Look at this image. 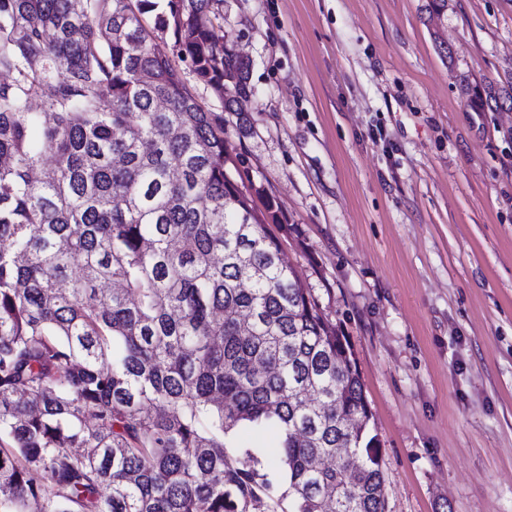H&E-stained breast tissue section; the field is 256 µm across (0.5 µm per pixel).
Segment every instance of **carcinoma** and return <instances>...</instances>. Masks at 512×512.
I'll return each mask as SVG.
<instances>
[{"mask_svg":"<svg viewBox=\"0 0 512 512\" xmlns=\"http://www.w3.org/2000/svg\"><path fill=\"white\" fill-rule=\"evenodd\" d=\"M213 2L0 0V512H386L353 353L230 173ZM175 63L178 68L181 69L184 80L194 92L199 103L204 107V109L212 112H221L223 104L213 91L210 88L205 87L203 84L198 83L189 69H187L183 63L178 61L177 58L175 59Z\"/></svg>","mask_w":512,"mask_h":512,"instance_id":"carcinoma-1","label":"carcinoma"}]
</instances>
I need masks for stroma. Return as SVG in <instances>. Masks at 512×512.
<instances>
[{
    "label": "stroma",
    "instance_id": "obj_1",
    "mask_svg": "<svg viewBox=\"0 0 512 512\" xmlns=\"http://www.w3.org/2000/svg\"><path fill=\"white\" fill-rule=\"evenodd\" d=\"M425 2L216 0L243 130L183 78L354 353L387 512H512V0Z\"/></svg>",
    "mask_w": 512,
    "mask_h": 512
}]
</instances>
